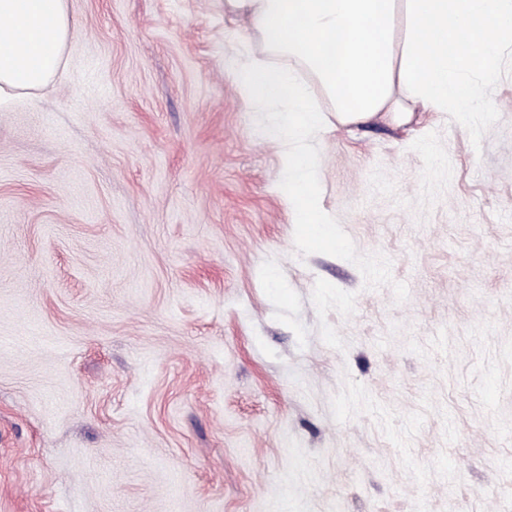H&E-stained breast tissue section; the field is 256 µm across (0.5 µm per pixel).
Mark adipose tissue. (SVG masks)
Returning <instances> with one entry per match:
<instances>
[{"label":"adipose tissue","instance_id":"adipose-tissue-1","mask_svg":"<svg viewBox=\"0 0 512 512\" xmlns=\"http://www.w3.org/2000/svg\"><path fill=\"white\" fill-rule=\"evenodd\" d=\"M264 50L230 61L252 104L279 108L278 137L300 141L340 127L410 122L415 108L470 107L472 72L490 69L512 34V0H224ZM66 0H0V110L60 75L69 32ZM275 54L292 60L271 65ZM317 82L333 107L314 104ZM288 204L301 243L336 245L316 190L317 160L284 157Z\"/></svg>","mask_w":512,"mask_h":512}]
</instances>
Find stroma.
Instances as JSON below:
<instances>
[{
	"instance_id": "stroma-1",
	"label": "stroma",
	"mask_w": 512,
	"mask_h": 512,
	"mask_svg": "<svg viewBox=\"0 0 512 512\" xmlns=\"http://www.w3.org/2000/svg\"><path fill=\"white\" fill-rule=\"evenodd\" d=\"M0 112V512H512V37L467 115L304 139L224 0H67ZM318 160L291 150L284 156L289 207L295 214L300 242L315 249H336V230L327 220L316 190Z\"/></svg>"
}]
</instances>
